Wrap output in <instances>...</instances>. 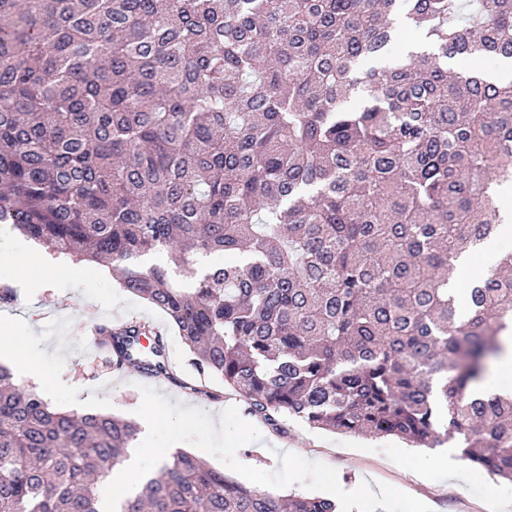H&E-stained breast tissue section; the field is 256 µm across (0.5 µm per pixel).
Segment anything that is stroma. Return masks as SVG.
Masks as SVG:
<instances>
[{
    "label": "stroma",
    "instance_id": "obj_1",
    "mask_svg": "<svg viewBox=\"0 0 512 512\" xmlns=\"http://www.w3.org/2000/svg\"><path fill=\"white\" fill-rule=\"evenodd\" d=\"M98 270L95 263L69 259L49 267L36 254L16 261L15 272L28 285L16 289L12 303H0V320L14 319V346L35 358L42 373L38 392L62 410L135 417L142 402L139 386L143 377L131 369L124 376H110L104 360L87 356L82 332L83 324L99 319L116 323L132 317L166 330V354L173 371L215 386L214 378L200 377L191 365L180 336L162 312L119 288L115 280L101 278ZM75 382L99 389L104 402L78 399L71 388ZM154 388L171 403L197 408L215 420L227 407H237L241 417L257 426L261 434L260 441L245 444L236 453L237 460L246 465L275 472L281 467L280 454L294 453L336 469L345 490L364 482L372 486L385 483L422 500L432 512H480L479 503L486 501L512 504V483L471 466L454 449L449 450L448 465L442 468L430 463L431 449L409 448L390 437L340 435L292 419L285 423L283 432L273 431L251 415L243 396L230 390L213 400L189 396L183 388L163 381ZM418 465L422 474L407 479L405 470Z\"/></svg>",
    "mask_w": 512,
    "mask_h": 512
}]
</instances>
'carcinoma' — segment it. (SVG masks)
I'll list each match as a JSON object with an SVG mask.
<instances>
[{"label": "carcinoma", "instance_id": "obj_1", "mask_svg": "<svg viewBox=\"0 0 512 512\" xmlns=\"http://www.w3.org/2000/svg\"><path fill=\"white\" fill-rule=\"evenodd\" d=\"M490 61H512V0H0V223L119 271L272 429L453 441L512 482V397L471 391L512 327V252L448 293L512 184ZM94 331L163 371L149 324ZM139 433L0 366V512H100ZM120 512L337 504L178 451Z\"/></svg>", "mask_w": 512, "mask_h": 512}]
</instances>
